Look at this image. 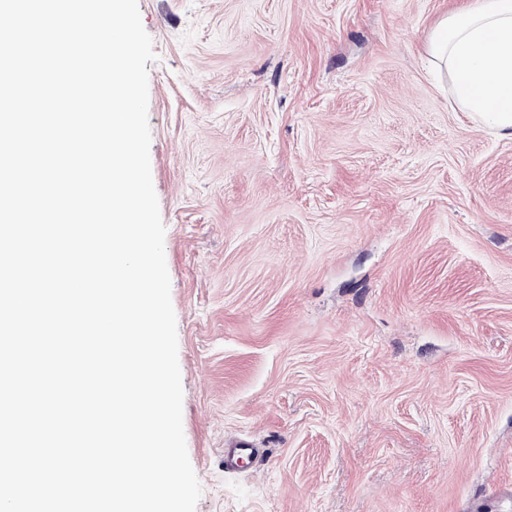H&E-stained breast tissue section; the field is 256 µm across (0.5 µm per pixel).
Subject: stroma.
I'll use <instances>...</instances> for the list:
<instances>
[{
    "instance_id": "35a3bbf8",
    "label": "stroma",
    "mask_w": 512,
    "mask_h": 512,
    "mask_svg": "<svg viewBox=\"0 0 512 512\" xmlns=\"http://www.w3.org/2000/svg\"><path fill=\"white\" fill-rule=\"evenodd\" d=\"M464 3L138 0L196 512H512V134L427 55ZM259 452L257 448H251L249 444L241 442L232 448L224 450V470L237 471L253 467L258 462Z\"/></svg>"
}]
</instances>
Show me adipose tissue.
Instances as JSON below:
<instances>
[{
	"label": "adipose tissue",
	"instance_id": "adipose-tissue-1",
	"mask_svg": "<svg viewBox=\"0 0 512 512\" xmlns=\"http://www.w3.org/2000/svg\"><path fill=\"white\" fill-rule=\"evenodd\" d=\"M429 52L450 71L462 111L512 132V0H470L440 21Z\"/></svg>",
	"mask_w": 512,
	"mask_h": 512
}]
</instances>
